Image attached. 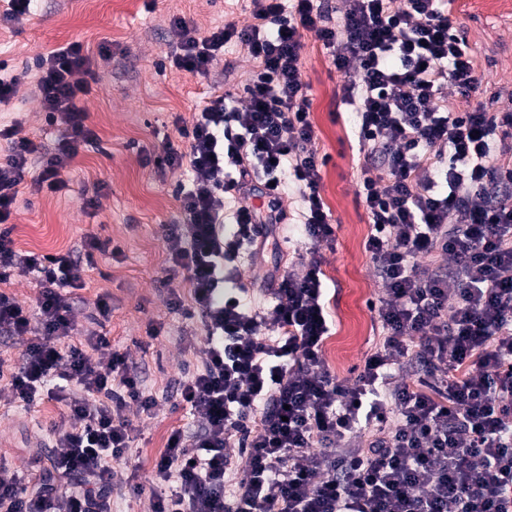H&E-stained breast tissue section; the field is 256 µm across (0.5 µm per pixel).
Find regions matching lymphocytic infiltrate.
I'll return each mask as SVG.
<instances>
[{
  "instance_id": "1",
  "label": "lymphocytic infiltrate",
  "mask_w": 512,
  "mask_h": 512,
  "mask_svg": "<svg viewBox=\"0 0 512 512\" xmlns=\"http://www.w3.org/2000/svg\"><path fill=\"white\" fill-rule=\"evenodd\" d=\"M331 16L320 0H251L253 24L203 34L172 17L169 66L205 76L231 41L254 67L236 91L212 96L192 122L175 119L187 151L166 147L161 168L191 172L176 185L185 228L165 235L168 275H184L191 305L170 301L205 332L200 370L185 372L180 405L201 423L172 432L155 465L152 512H512V102L489 111L471 103L481 78L466 38L450 22L452 0H342ZM314 33L338 71H356L341 99L351 106L362 157L358 197L366 242L386 295L373 304L385 332L352 382L325 363L329 331L322 245L335 240L320 193L329 162L314 148L311 85L301 52ZM34 93L67 127L54 145L0 127V282L32 276L35 310L0 293V334L28 336L9 375L11 400L64 403L53 473L27 485L0 465V512H110L131 471L129 405L153 415L123 353L107 336L70 344L71 293L80 289L72 252H20L7 223L23 186L56 193L97 134L76 104L98 74L80 43L37 58ZM464 100L448 106V91ZM499 163H491L492 155ZM303 203L304 274L272 269L252 286L225 288L241 252L264 260L287 218L285 180ZM259 195L232 231L225 195ZM434 255L449 268L420 264ZM274 295L272 317L250 290ZM369 427L358 448L352 436Z\"/></svg>"
}]
</instances>
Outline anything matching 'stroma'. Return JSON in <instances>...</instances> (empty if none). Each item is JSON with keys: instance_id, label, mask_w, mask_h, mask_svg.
Listing matches in <instances>:
<instances>
[{"instance_id": "obj_1", "label": "stroma", "mask_w": 512, "mask_h": 512, "mask_svg": "<svg viewBox=\"0 0 512 512\" xmlns=\"http://www.w3.org/2000/svg\"><path fill=\"white\" fill-rule=\"evenodd\" d=\"M190 19L200 32L227 23L252 24L245 0H38L33 13L16 24H0V63L22 70L34 58L69 42L81 43L96 57L100 78L79 101L87 123L98 135L96 146L81 150L61 192L22 191L11 218L19 250L39 254L67 251L93 236L112 242L120 253H100L91 267H81L84 283L77 291L74 315L81 333L93 330L90 320L99 296H107L112 315L102 328L113 349L142 367L144 389L158 401L149 418L136 407L126 415L135 433L132 451L142 464L140 480L151 486L156 459L171 432L195 429L196 418L176 407L173 396L184 372L200 368L196 350L180 339L201 338L200 322L184 320L170 309V294L190 303L191 288L183 277H166L164 227L178 215L175 175H160L154 160L165 143H179L175 117L192 120L213 84L235 90L253 67L248 48L233 42L208 77H198L163 61L171 49V16ZM450 19L469 42L482 83L473 101L489 110L507 105L512 92V0H453ZM109 46L112 58L97 57ZM303 73L312 86L315 147L330 155L321 171V195L335 226L336 240L321 250L323 283L329 313V336L336 345L325 348L330 369L342 379L354 376L368 355L383 342V331L369 304L384 294L365 242L371 232L357 192L358 141L354 117L340 103L342 78L314 34L304 36ZM23 113V136L50 143L66 127L64 119L45 122L33 94L32 78L18 87L13 103L0 109V123ZM103 188L95 207L86 205V189ZM287 214V239L268 241L264 264L243 263L242 282L263 278L273 266L299 269L304 238L298 229L302 203L295 189L282 198ZM158 335H151V328ZM66 409L54 400L25 408L0 396V464L30 474L35 459L46 458L65 421Z\"/></svg>"}]
</instances>
